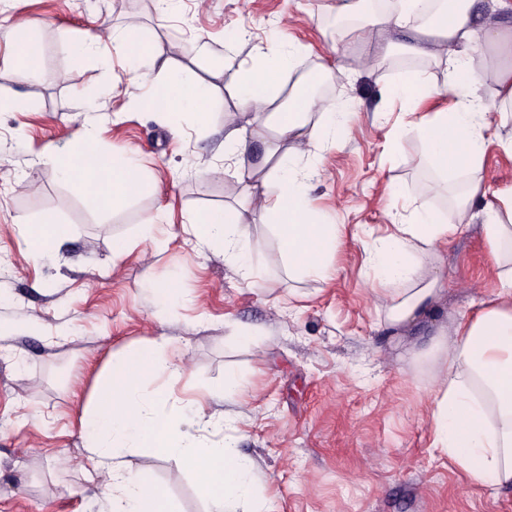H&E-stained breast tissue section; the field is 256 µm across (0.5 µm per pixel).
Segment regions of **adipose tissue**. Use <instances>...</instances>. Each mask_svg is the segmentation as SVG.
Returning <instances> with one entry per match:
<instances>
[{
  "mask_svg": "<svg viewBox=\"0 0 512 512\" xmlns=\"http://www.w3.org/2000/svg\"><path fill=\"white\" fill-rule=\"evenodd\" d=\"M423 2L397 0L394 11L372 13L351 35L366 44L383 42L389 50L393 44L382 36L396 28L407 37V51L447 63L442 87L410 75L393 93L412 111L426 96L436 92L447 96L448 107L420 117L415 129L440 174L460 169L477 174L487 132L495 124L506 127L507 116H492L472 89L495 86L501 104L512 105V32L498 22L512 11V0H440L429 28L412 27ZM112 43L123 57L139 62L164 60L175 51L171 45L143 43L133 24L113 34ZM291 65V55L272 59L258 54L232 76L241 110L252 112L254 121L270 120L275 125L277 139L265 150L275 166L266 173L244 166L252 135L234 114L224 123V151L241 162L240 177L250 183L242 207L270 226L289 269L323 279L327 258L336 247L337 227L319 220L309 206L308 191L318 175L310 157L320 144L335 145L348 115L333 104H317L305 89L289 98L286 110L272 111L275 80ZM207 101L205 87L174 72L156 83L150 94L152 109L173 115L189 110L202 125L208 122ZM317 105L323 109L321 121L312 127L308 116ZM94 138L93 126L85 125L69 153L59 154L49 146L43 158L65 178L82 184L89 210L107 211L137 195L142 177L132 156L93 149ZM283 141L288 144L284 151L279 148ZM483 195L475 177L455 195L448 216L413 210L399 222L396 234L375 245L371 263L382 283L376 296L391 326L416 319L438 299L444 285L420 255L467 225L475 200ZM481 212L485 237L498 261L499 293L458 323L454 339L438 343L440 380L430 425L435 448L455 462L471 484L491 480L512 486V266L503 261L506 246L512 245V190L485 201ZM189 231L198 244L222 243L225 260L236 265L244 278L252 277L249 234L227 210L214 209L192 219ZM389 283L403 284V292L388 295ZM167 349V338L160 336L113 359L111 382L101 385L95 405L82 411L85 449L101 461L104 484L112 490L109 512H176L164 489L125 467L126 456L144 447L172 456L192 471L209 512H262L254 494L256 475L247 458L232 444L207 447L202 442V432L224 426V419L207 415L196 400L166 411L141 398L146 376L179 372Z\"/></svg>",
  "mask_w": 512,
  "mask_h": 512,
  "instance_id": "adipose-tissue-1",
  "label": "adipose tissue"
}]
</instances>
